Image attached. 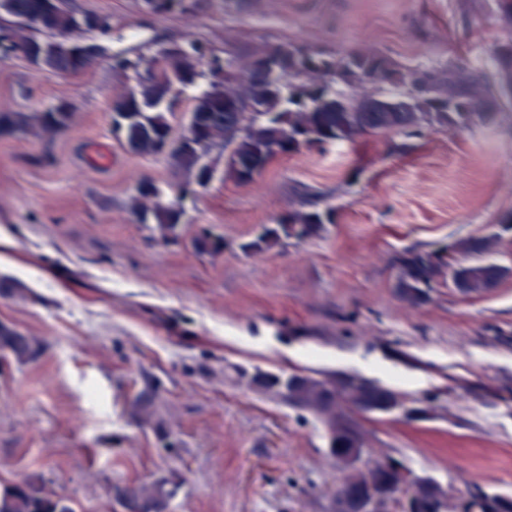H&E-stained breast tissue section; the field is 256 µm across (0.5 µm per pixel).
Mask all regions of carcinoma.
Masks as SVG:
<instances>
[{
  "label": "carcinoma",
  "instance_id": "1",
  "mask_svg": "<svg viewBox=\"0 0 512 512\" xmlns=\"http://www.w3.org/2000/svg\"><path fill=\"white\" fill-rule=\"evenodd\" d=\"M144 9L166 16L189 10L187 0H143ZM107 38L112 34L109 16L81 11L71 0H0V57L21 55L36 69L76 76L86 72L100 56L101 48L86 42L87 35ZM211 48L196 40L173 44L132 61L124 52L110 56L112 71L125 74L144 64L155 71L125 87L113 105L112 134L130 154L163 157L186 181L166 197L158 186L141 180L131 198V212L140 224H150L161 238L176 235L183 210L180 201L191 186L207 187L222 177L239 183L249 181L254 170L264 171L275 159L327 144L353 142L380 130L405 138H422L433 128H467L486 122L488 113L467 105V98L484 75L449 60L436 71L444 82L429 85L420 94L412 85L420 67H401L365 46L343 55H326L292 42L266 48L262 57L283 54L282 64L270 81L243 86L247 68L229 59L215 57V67L201 69ZM383 70L389 85L378 91L380 104L406 107V112H356L359 94L372 89L369 77ZM191 96L190 120L181 133L173 120L182 95ZM241 95L248 98L243 112L224 111V101ZM75 106L60 98L40 112H0V138L34 137L51 141L74 124ZM224 158L218 170L217 158ZM333 209L290 211L251 244L256 250L271 249L288 240L305 241L318 236L331 222ZM500 241L497 233L461 239L451 251L465 261L454 271L453 284L463 295L482 294L496 287L508 269L490 259ZM199 253L224 250V238L204 231L193 239ZM447 268L438 252H410L401 258L396 274L400 301L408 307L421 305L427 288L438 282ZM41 350L35 336H20L0 321V355L19 363L33 359ZM283 397L295 408L315 415L336 435V448L329 451L340 473L336 487L347 488L364 477L350 449L365 447L360 431L346 412L360 405H373L387 414L407 418L424 413L406 407L396 392L369 380L352 377L297 378L285 387ZM414 473L400 462L379 473L380 482L398 496L380 504L379 512H512V495L484 493L458 500L431 478L413 479ZM125 497L142 512H162L169 498L164 484L133 486ZM0 512H75L69 500L47 490L45 484L22 482L0 485Z\"/></svg>",
  "mask_w": 512,
  "mask_h": 512
}]
</instances>
